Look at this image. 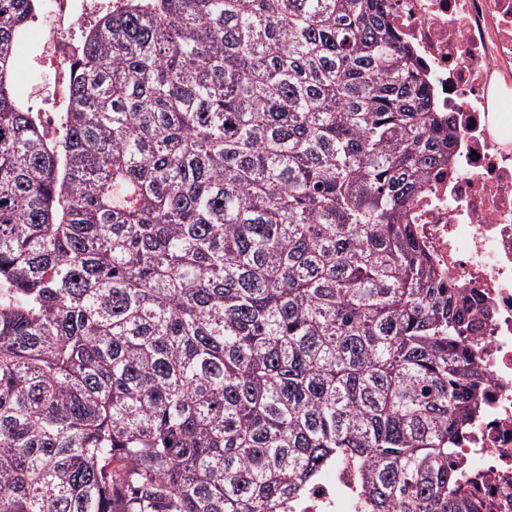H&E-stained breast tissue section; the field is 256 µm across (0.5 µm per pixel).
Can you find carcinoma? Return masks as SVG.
Returning <instances> with one entry per match:
<instances>
[{"mask_svg":"<svg viewBox=\"0 0 512 512\" xmlns=\"http://www.w3.org/2000/svg\"><path fill=\"white\" fill-rule=\"evenodd\" d=\"M381 0H118L59 134L0 0V512H472L474 307L404 224L451 121ZM345 483L336 476L320 481L308 489L303 497L291 506L293 512H350L347 497L342 493Z\"/></svg>","mask_w":512,"mask_h":512,"instance_id":"cac0c4a2","label":"carcinoma"}]
</instances>
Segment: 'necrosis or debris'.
Segmentation results:
<instances>
[{
    "mask_svg": "<svg viewBox=\"0 0 512 512\" xmlns=\"http://www.w3.org/2000/svg\"><path fill=\"white\" fill-rule=\"evenodd\" d=\"M384 4L423 67L434 111L453 117L450 163L418 191L406 222L422 257L489 311L477 332L482 400L455 457L480 512H512V131L496 128L491 112L512 102V0ZM56 5L50 42L64 93L79 45L66 35L70 0ZM343 488L320 481L292 512H350Z\"/></svg>",
    "mask_w": 512,
    "mask_h": 512,
    "instance_id": "necrosis-or-debris-1",
    "label": "necrosis or debris"
}]
</instances>
